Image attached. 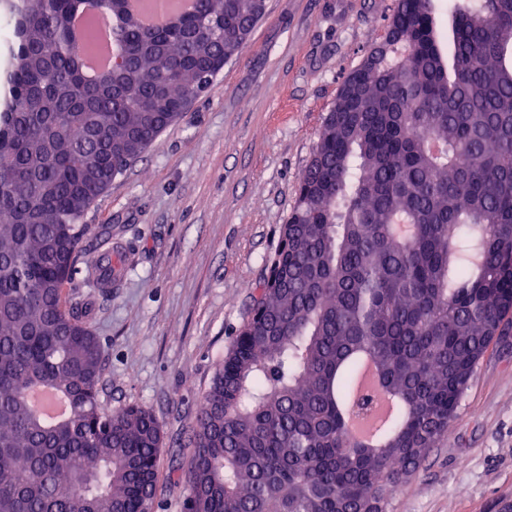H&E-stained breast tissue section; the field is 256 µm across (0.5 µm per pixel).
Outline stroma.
<instances>
[{
  "instance_id": "obj_1",
  "label": "stroma",
  "mask_w": 512,
  "mask_h": 512,
  "mask_svg": "<svg viewBox=\"0 0 512 512\" xmlns=\"http://www.w3.org/2000/svg\"><path fill=\"white\" fill-rule=\"evenodd\" d=\"M394 0H268L241 53L86 216L136 240L90 325L103 346L101 400L163 426L160 512H184L175 474L197 404L247 319L298 179L344 76L383 41ZM512 504V327L496 338L448 435L387 512H503Z\"/></svg>"
}]
</instances>
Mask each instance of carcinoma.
<instances>
[{
	"label": "carcinoma",
	"instance_id": "cac0c4a2",
	"mask_svg": "<svg viewBox=\"0 0 512 512\" xmlns=\"http://www.w3.org/2000/svg\"><path fill=\"white\" fill-rule=\"evenodd\" d=\"M117 62L94 80L73 0H0V512H155L163 431L109 411L103 348L77 277L116 285L131 244L91 205L237 57L259 0H195L146 30L116 0ZM396 0L385 42L350 70L297 184L250 315L201 399L186 512H387L439 446L494 338L512 323V0ZM399 408L370 447L362 360ZM47 387L70 413L45 418Z\"/></svg>",
	"mask_w": 512,
	"mask_h": 512
}]
</instances>
